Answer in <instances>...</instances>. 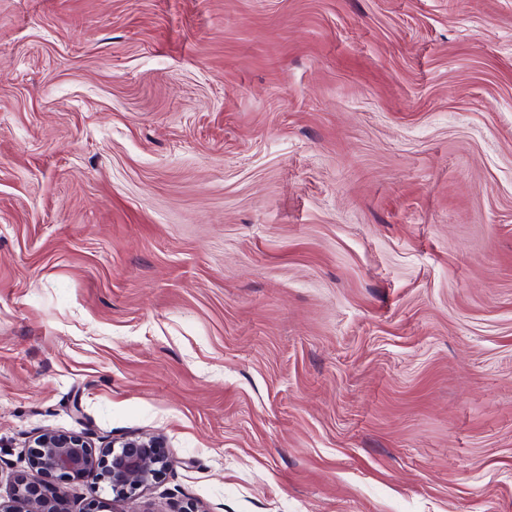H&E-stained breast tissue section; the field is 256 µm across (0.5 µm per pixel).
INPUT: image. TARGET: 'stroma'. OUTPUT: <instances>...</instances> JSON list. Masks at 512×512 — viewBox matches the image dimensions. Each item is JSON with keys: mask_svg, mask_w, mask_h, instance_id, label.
<instances>
[{"mask_svg": "<svg viewBox=\"0 0 512 512\" xmlns=\"http://www.w3.org/2000/svg\"><path fill=\"white\" fill-rule=\"evenodd\" d=\"M47 429L174 463L117 503L30 468ZM22 477L66 512H512V0H0Z\"/></svg>", "mask_w": 512, "mask_h": 512, "instance_id": "35a3bbf8", "label": "stroma"}]
</instances>
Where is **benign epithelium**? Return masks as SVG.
Listing matches in <instances>:
<instances>
[{"label": "benign epithelium", "instance_id": "obj_1", "mask_svg": "<svg viewBox=\"0 0 512 512\" xmlns=\"http://www.w3.org/2000/svg\"><path fill=\"white\" fill-rule=\"evenodd\" d=\"M29 461L38 473L62 482L96 471L99 481L111 489L115 502L139 497L173 465L157 435L114 440L108 447L97 449L86 436L53 429L37 437ZM58 497V492L20 479L14 484L11 500L0 502V512H56L54 499Z\"/></svg>", "mask_w": 512, "mask_h": 512}]
</instances>
